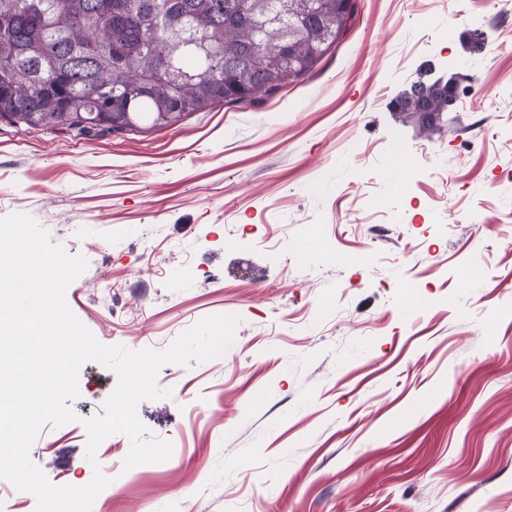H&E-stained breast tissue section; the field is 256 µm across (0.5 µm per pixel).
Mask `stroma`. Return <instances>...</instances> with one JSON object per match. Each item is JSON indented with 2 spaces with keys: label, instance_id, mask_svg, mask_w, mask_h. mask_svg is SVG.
<instances>
[{
  "label": "stroma",
  "instance_id": "stroma-1",
  "mask_svg": "<svg viewBox=\"0 0 512 512\" xmlns=\"http://www.w3.org/2000/svg\"><path fill=\"white\" fill-rule=\"evenodd\" d=\"M429 69L456 76L453 110L394 111ZM17 213L86 257L67 303L103 344L240 318L138 406L175 457L92 512H512V0H356L305 76L170 126L0 119ZM78 382L76 421L29 452L56 486L92 481L82 421L117 377Z\"/></svg>",
  "mask_w": 512,
  "mask_h": 512
}]
</instances>
